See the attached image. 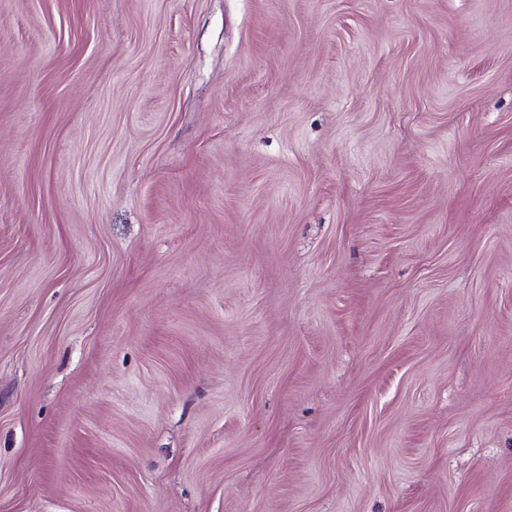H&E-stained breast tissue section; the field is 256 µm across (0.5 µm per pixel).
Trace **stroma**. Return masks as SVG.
<instances>
[{"mask_svg":"<svg viewBox=\"0 0 512 512\" xmlns=\"http://www.w3.org/2000/svg\"><path fill=\"white\" fill-rule=\"evenodd\" d=\"M0 512H512V0H0Z\"/></svg>","mask_w":512,"mask_h":512,"instance_id":"1","label":"stroma"}]
</instances>
